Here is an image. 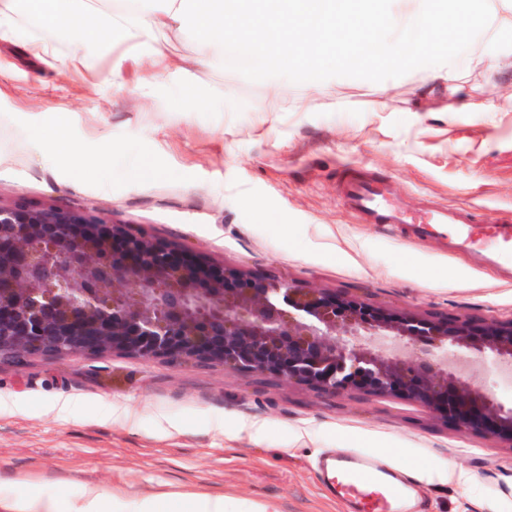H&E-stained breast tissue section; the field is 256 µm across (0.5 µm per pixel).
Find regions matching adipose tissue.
<instances>
[{
  "instance_id": "adipose-tissue-1",
  "label": "adipose tissue",
  "mask_w": 512,
  "mask_h": 512,
  "mask_svg": "<svg viewBox=\"0 0 512 512\" xmlns=\"http://www.w3.org/2000/svg\"><path fill=\"white\" fill-rule=\"evenodd\" d=\"M380 0H118L116 8L91 17L86 0H0V40L20 35L19 13L36 18L44 30L63 36L70 67L87 66L92 26L107 30L123 51L112 55V78L121 80L127 63L138 59L148 67L147 81L186 76L198 67L224 64L228 44L250 56L257 72L277 83L328 57L364 66L378 62L395 70L412 66L417 55L434 48L435 73L452 83L454 68L445 51L465 28L497 20L499 0H483V10L466 17L447 0H415L411 19L419 35L408 48L387 38L401 26L398 16L381 15ZM198 36L197 48L173 60L154 40L157 32Z\"/></svg>"
}]
</instances>
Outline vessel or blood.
<instances>
[{"instance_id": "obj_1", "label": "vessel or blood", "mask_w": 512, "mask_h": 512, "mask_svg": "<svg viewBox=\"0 0 512 512\" xmlns=\"http://www.w3.org/2000/svg\"><path fill=\"white\" fill-rule=\"evenodd\" d=\"M346 209L365 224H413L416 234H430L432 225H457L458 243L484 240L491 247L496 262L512 255V220L479 224L464 210L435 209L426 220L412 222L396 206L387 187L374 179L348 176L343 188ZM318 469L327 493L349 499L352 512H415L414 476L398 472L374 456L355 450H344L322 456Z\"/></svg>"}]
</instances>
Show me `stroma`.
<instances>
[{
    "instance_id": "stroma-1",
    "label": "stroma",
    "mask_w": 512,
    "mask_h": 512,
    "mask_svg": "<svg viewBox=\"0 0 512 512\" xmlns=\"http://www.w3.org/2000/svg\"><path fill=\"white\" fill-rule=\"evenodd\" d=\"M0 40V202L94 210L161 243L297 288L356 289L386 311L428 319L512 317V277L389 224H362L341 177L386 181L412 216L464 209L512 215V30L472 66L483 31L454 43L453 85L416 67L337 64L270 86L247 56L197 71L184 91L161 79L125 91L109 65L47 66L25 38ZM203 98L189 111L193 97ZM108 163L74 174L58 136ZM353 449L419 475L421 512H512V447L458 431L420 402L349 391L336 397L220 364L120 353L0 361V498L23 487L68 512L86 489L109 512L156 497V512H194L200 495L231 512H348L327 496L322 453ZM454 469L455 478L439 474Z\"/></svg>"
}]
</instances>
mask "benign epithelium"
<instances>
[{
	"label": "benign epithelium",
	"instance_id": "7a95c632",
	"mask_svg": "<svg viewBox=\"0 0 512 512\" xmlns=\"http://www.w3.org/2000/svg\"><path fill=\"white\" fill-rule=\"evenodd\" d=\"M512 363V318L418 319L160 244L94 211L0 204V357L123 353L270 373L325 394L414 398L512 444V404L441 360Z\"/></svg>",
	"mask_w": 512,
	"mask_h": 512
}]
</instances>
